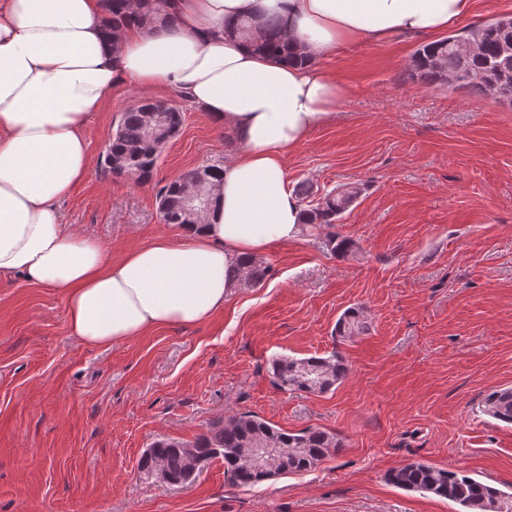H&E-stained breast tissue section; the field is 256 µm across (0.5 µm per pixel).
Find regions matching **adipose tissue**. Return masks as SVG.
<instances>
[{
	"mask_svg": "<svg viewBox=\"0 0 512 512\" xmlns=\"http://www.w3.org/2000/svg\"><path fill=\"white\" fill-rule=\"evenodd\" d=\"M472 3L178 0L173 27L131 28L115 44L103 33L100 0H0V275L62 293L71 334L91 348L210 320L236 286L234 265L297 238L302 215L286 157L348 93L314 63L254 53L225 35V23L279 17L315 58L349 43L445 31ZM121 80L176 89L241 147L224 165L205 223L114 261L68 229L57 205L88 177L83 130Z\"/></svg>",
	"mask_w": 512,
	"mask_h": 512,
	"instance_id": "1",
	"label": "adipose tissue"
}]
</instances>
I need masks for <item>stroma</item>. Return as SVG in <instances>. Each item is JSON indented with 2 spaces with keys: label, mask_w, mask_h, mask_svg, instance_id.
Returning <instances> with one entry per match:
<instances>
[{
  "label": "stroma",
  "mask_w": 512,
  "mask_h": 512,
  "mask_svg": "<svg viewBox=\"0 0 512 512\" xmlns=\"http://www.w3.org/2000/svg\"><path fill=\"white\" fill-rule=\"evenodd\" d=\"M427 42L397 35L319 57L349 95L288 156V185L357 181L363 192L337 224L262 255L263 284L235 288L211 321L90 348L71 335L62 295L0 275V512H457L390 482L412 461L512 489V426L480 411L486 393L512 386V103L409 79ZM138 97L116 90L90 121L92 159ZM151 97L184 112L154 180L94 169L57 205L116 259L169 232L162 185L240 148L178 93ZM331 234L354 252L330 254ZM352 307L368 331L339 337ZM333 351L349 371L332 390L274 386L273 356ZM248 410L341 446L311 472L254 487L232 485L219 458L184 485L140 479L154 440L192 442Z\"/></svg>",
  "instance_id": "obj_1"
}]
</instances>
